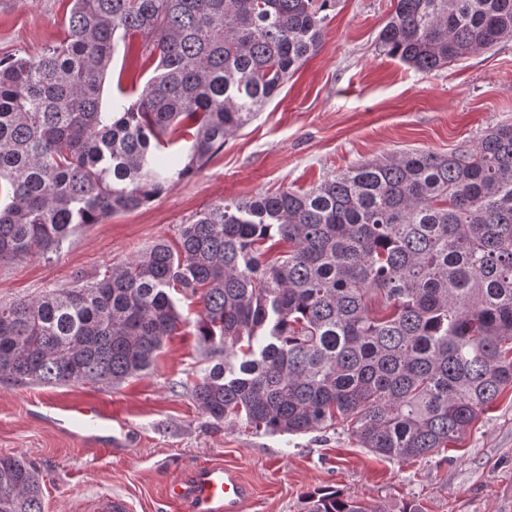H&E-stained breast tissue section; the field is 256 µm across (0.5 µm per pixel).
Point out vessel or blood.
Returning a JSON list of instances; mask_svg holds the SVG:
<instances>
[{"label": "vessel or blood", "mask_w": 512, "mask_h": 512, "mask_svg": "<svg viewBox=\"0 0 512 512\" xmlns=\"http://www.w3.org/2000/svg\"><path fill=\"white\" fill-rule=\"evenodd\" d=\"M46 418L88 447L109 450L129 446L131 442L130 422L102 402L67 403L47 413ZM170 495L188 501L191 512H241L249 492L231 468L208 464L195 470L188 482L174 485ZM85 509L86 512H131V505L124 496L103 494L87 501Z\"/></svg>", "instance_id": "vessel-or-blood-1"}]
</instances>
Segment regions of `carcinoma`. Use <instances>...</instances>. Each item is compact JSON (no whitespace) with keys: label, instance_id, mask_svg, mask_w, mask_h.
I'll return each mask as SVG.
<instances>
[{"label":"carcinoma","instance_id":"cac0c4a2","mask_svg":"<svg viewBox=\"0 0 512 512\" xmlns=\"http://www.w3.org/2000/svg\"><path fill=\"white\" fill-rule=\"evenodd\" d=\"M67 36L0 58V263L61 252L198 170L321 47L336 0H67ZM512 37V0H396L386 55L425 73ZM155 64L101 110L119 43ZM190 136L186 160L173 155ZM288 245L287 250L280 245ZM199 296L216 422L347 426L409 461L461 443L512 390V125L469 151L410 150L307 190L220 200L141 255L0 303V377L118 385L147 375ZM0 512H44L39 471L0 456ZM303 512H385L336 489Z\"/></svg>","mask_w":512,"mask_h":512}]
</instances>
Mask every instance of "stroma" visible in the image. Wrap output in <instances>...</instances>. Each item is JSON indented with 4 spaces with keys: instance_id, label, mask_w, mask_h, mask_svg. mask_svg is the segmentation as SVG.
Masks as SVG:
<instances>
[{
    "instance_id": "obj_1",
    "label": "stroma",
    "mask_w": 512,
    "mask_h": 512,
    "mask_svg": "<svg viewBox=\"0 0 512 512\" xmlns=\"http://www.w3.org/2000/svg\"><path fill=\"white\" fill-rule=\"evenodd\" d=\"M393 0H336L320 51L251 123L230 136L191 179L147 206L84 226L51 258L0 265V303L34 298L133 259L155 242H176L204 206L232 198L308 189L366 160L406 150L473 149L485 131L512 123V38L425 74L385 55L378 35ZM62 0H0V56L39 54L62 38ZM102 111L119 87L143 90L151 76L136 48L118 50ZM184 324L149 375L115 387L22 385L0 380V455H21L43 476L45 512H80L100 494L126 497L132 512H186L170 488L196 468L234 467L248 486L245 512H300L302 496L335 488L387 512H512V392H504L466 440L399 462L362 448L350 431L268 435L218 423L190 387L206 363L195 336L197 299L181 298ZM88 398L120 409L137 429L133 446H77L43 422L38 402Z\"/></svg>"
}]
</instances>
